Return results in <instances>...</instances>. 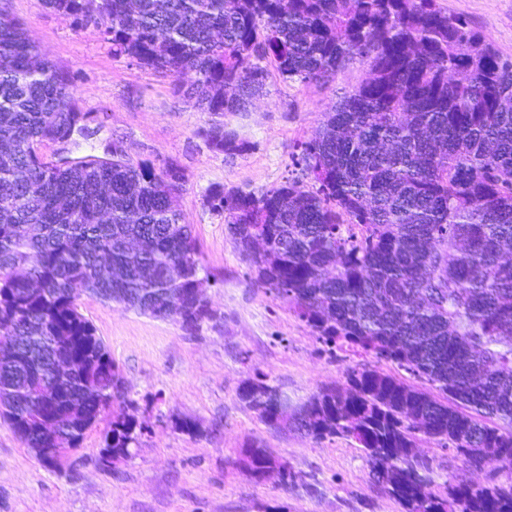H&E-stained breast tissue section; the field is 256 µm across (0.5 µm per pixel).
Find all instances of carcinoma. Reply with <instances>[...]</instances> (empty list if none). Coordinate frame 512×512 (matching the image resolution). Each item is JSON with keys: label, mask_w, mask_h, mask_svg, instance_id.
<instances>
[{"label": "carcinoma", "mask_w": 512, "mask_h": 512, "mask_svg": "<svg viewBox=\"0 0 512 512\" xmlns=\"http://www.w3.org/2000/svg\"><path fill=\"white\" fill-rule=\"evenodd\" d=\"M93 24L112 54L168 74L212 116V148L248 142L224 115L268 79L328 84L353 62L366 78L331 110L291 178L259 195L215 186L224 222L261 288L316 339L393 364L438 398L373 369L320 390L289 418L315 441L354 440L401 512H512V481L433 492L423 435L466 467L512 473V60L437 0H43ZM191 74L193 80L180 79ZM70 79L0 11V417L57 467L104 418L107 457L138 443L134 404L79 312L77 288L171 319L189 335L217 319L199 244L175 204L186 177L157 173L112 143V159L47 161L38 145L90 136ZM133 239L147 240L132 251ZM240 402L275 427L282 394L262 378ZM233 464L252 480L281 467L255 443Z\"/></svg>", "instance_id": "cac0c4a2"}]
</instances>
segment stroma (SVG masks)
Masks as SVG:
<instances>
[{"mask_svg": "<svg viewBox=\"0 0 512 512\" xmlns=\"http://www.w3.org/2000/svg\"><path fill=\"white\" fill-rule=\"evenodd\" d=\"M465 17L512 60V0H437ZM55 65L70 74L89 137H76L70 158L107 157L120 143L133 162L155 170L175 163L186 184L177 205L192 224L208 276L207 296L220 314L194 336L171 320H157L106 304L88 294L78 300L118 366L124 392L135 401L142 434L132 457L100 463V430L88 431L80 449L59 468H48L0 421V512H400L370 479V467L351 439L313 440L292 426L271 428L238 398L242 383L267 376L290 404L326 386H342L349 369L394 366L369 355L327 351L274 295L259 288L241 261L222 215L204 204L216 185L261 193L291 176L297 146L309 140L330 105L366 76L350 64L328 86L286 82L270 71L248 111L225 123L246 151L228 155L207 144L210 116L176 96L171 77L112 54L94 25L44 7L42 0H0ZM195 422L193 432L175 422ZM267 448L296 476L281 486L254 483L234 460L248 443ZM417 446L433 469L432 489L447 495L453 479L506 481L491 469H465L436 440Z\"/></svg>", "mask_w": 512, "mask_h": 512, "instance_id": "1", "label": "stroma"}]
</instances>
